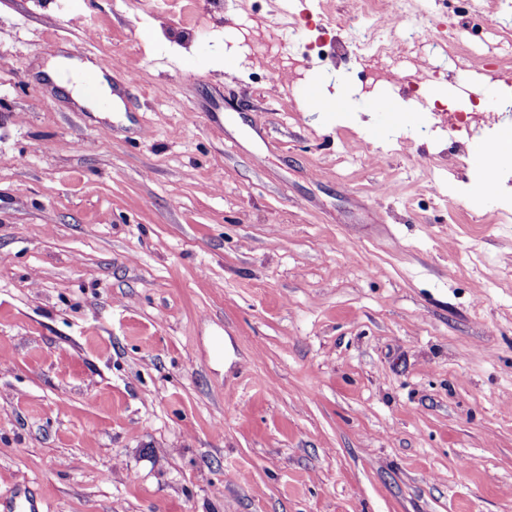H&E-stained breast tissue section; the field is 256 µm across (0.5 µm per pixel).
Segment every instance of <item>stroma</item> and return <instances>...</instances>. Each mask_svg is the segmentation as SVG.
<instances>
[{
    "mask_svg": "<svg viewBox=\"0 0 512 512\" xmlns=\"http://www.w3.org/2000/svg\"><path fill=\"white\" fill-rule=\"evenodd\" d=\"M328 3L0 0V512H512V203L478 140L377 110L506 91L429 46L284 92L243 24L344 40ZM420 3L512 73V0ZM61 65V68H63L64 70H68L67 74H64L63 72H51L50 75L55 81L62 79V83L60 85L63 88H65L68 92H71L72 98L77 103L83 106L88 105L87 100L83 95L85 91L87 72L98 74L99 79L105 81V87L100 88L99 96L107 99L112 103V88L110 87L108 82L103 78L102 74L98 72L97 67L92 62H86L84 64V69L73 68L67 66L64 63H62ZM68 78H71V82H68Z\"/></svg>",
    "mask_w": 512,
    "mask_h": 512,
    "instance_id": "stroma-1",
    "label": "stroma"
}]
</instances>
